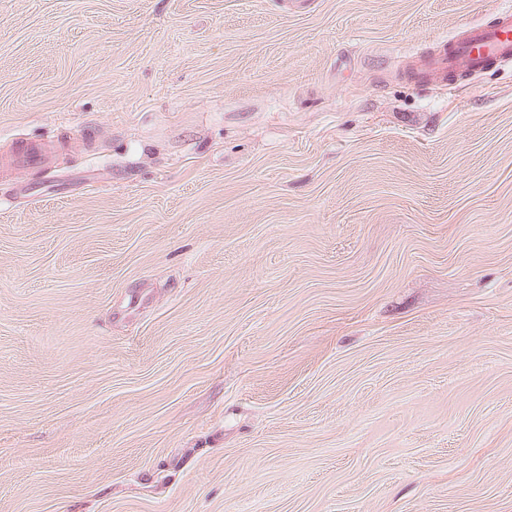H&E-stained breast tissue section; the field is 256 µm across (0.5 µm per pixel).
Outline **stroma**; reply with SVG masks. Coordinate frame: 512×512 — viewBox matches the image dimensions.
<instances>
[{"label":"stroma","mask_w":512,"mask_h":512,"mask_svg":"<svg viewBox=\"0 0 512 512\" xmlns=\"http://www.w3.org/2000/svg\"><path fill=\"white\" fill-rule=\"evenodd\" d=\"M512 0H0V512H512ZM512 61V10L501 13L497 25L464 26L446 44L413 59L410 72L425 82H453L487 70L494 63ZM53 153L49 145L22 144L16 151L15 160L19 166H45L51 162Z\"/></svg>","instance_id":"obj_1"}]
</instances>
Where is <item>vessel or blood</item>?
<instances>
[{"instance_id": "b4317fda", "label": "vessel or blood", "mask_w": 512, "mask_h": 512, "mask_svg": "<svg viewBox=\"0 0 512 512\" xmlns=\"http://www.w3.org/2000/svg\"><path fill=\"white\" fill-rule=\"evenodd\" d=\"M512 61V10H504L497 25L465 26L449 44L416 55L411 72L428 82H453L487 70L491 65ZM48 145L23 144L16 151L18 165L45 166L53 157Z\"/></svg>"}]
</instances>
